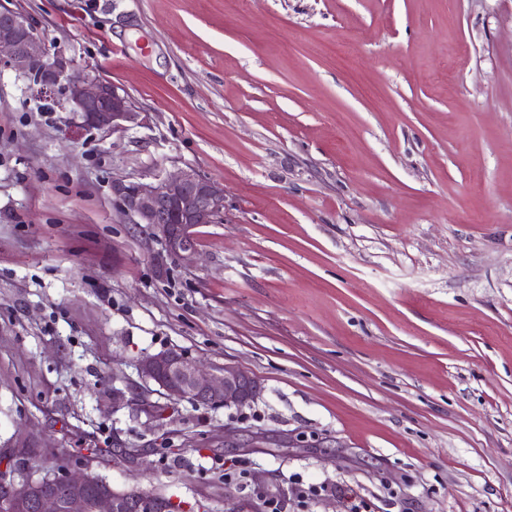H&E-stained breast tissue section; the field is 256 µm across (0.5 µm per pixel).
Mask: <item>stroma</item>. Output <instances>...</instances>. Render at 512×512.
Listing matches in <instances>:
<instances>
[{
	"label": "stroma",
	"instance_id": "1",
	"mask_svg": "<svg viewBox=\"0 0 512 512\" xmlns=\"http://www.w3.org/2000/svg\"><path fill=\"white\" fill-rule=\"evenodd\" d=\"M0 3L145 115L90 132L0 68L1 452L144 448L100 474L184 512L257 479L279 512H512V0ZM188 167L228 210L161 273L110 186ZM163 350L261 396L149 391Z\"/></svg>",
	"mask_w": 512,
	"mask_h": 512
}]
</instances>
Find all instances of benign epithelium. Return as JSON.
I'll return each instance as SVG.
<instances>
[{"instance_id":"benign-epithelium-1","label":"benign epithelium","mask_w":512,"mask_h":512,"mask_svg":"<svg viewBox=\"0 0 512 512\" xmlns=\"http://www.w3.org/2000/svg\"><path fill=\"white\" fill-rule=\"evenodd\" d=\"M0 65L56 99L86 128L103 133L125 132L143 124L136 103L116 85L85 72L72 77V60L49 54L31 18L0 7ZM112 198L132 224L145 226L147 237L160 246V256L184 268L200 257L195 228L224 219V186L187 168L155 182L114 179ZM139 376L158 390L198 404L241 410L261 395L258 381L237 366L226 364L212 372L173 350L141 356ZM0 499L4 512H178L177 502L164 493L138 485L114 489L93 462L83 459L36 477L24 462L0 463Z\"/></svg>"}]
</instances>
